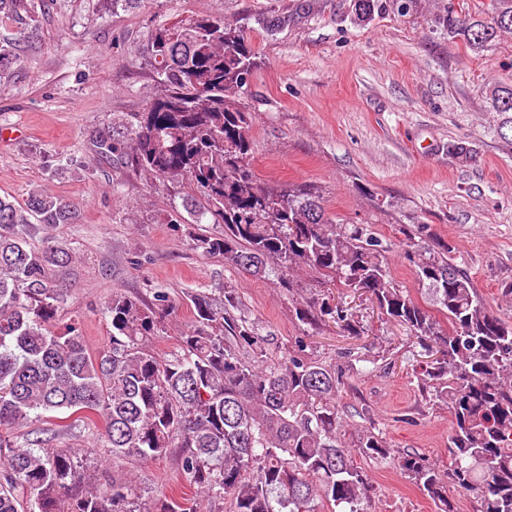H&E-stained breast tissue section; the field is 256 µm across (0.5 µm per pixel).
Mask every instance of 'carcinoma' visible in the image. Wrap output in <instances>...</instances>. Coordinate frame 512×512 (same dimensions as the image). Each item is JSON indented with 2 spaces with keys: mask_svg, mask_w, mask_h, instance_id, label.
I'll return each mask as SVG.
<instances>
[{
  "mask_svg": "<svg viewBox=\"0 0 512 512\" xmlns=\"http://www.w3.org/2000/svg\"><path fill=\"white\" fill-rule=\"evenodd\" d=\"M484 19L466 0H350L346 18L358 26L393 13L430 21L449 40L476 53L512 34V0H490ZM321 0H292L288 14L264 15L268 32L303 24ZM151 58L159 95L127 122L124 135L97 130L95 154L155 179L190 185L171 224L224 225L220 236L196 238L209 256L254 275L300 273L334 283L344 296H364L405 326L429 357L418 376L426 396L448 403L452 415L448 472L408 455L402 469L433 500L448 503V486L473 494L478 512H512V321L491 313L454 262V248L424 247L408 235L404 257L433 306L432 315L391 276L393 244L361 224L328 217L317 189L264 187L252 171V118L245 99L257 50L249 28L202 14L157 28ZM487 90V107L501 116L498 136L512 145V62ZM460 164L476 158L463 142L448 143ZM79 207L45 187L23 205L0 197V512H314L315 502L365 512L373 485L338 436L342 426L336 368L310 359L303 340L276 361L265 359L266 337L239 309L237 296L216 300L187 294L193 320L179 350L159 356L152 342L174 310L156 288L146 304L113 295L103 313L109 345L90 356L75 325L56 329L67 297L62 278L75 252L54 231L79 223ZM43 233L40 244L32 235ZM307 326L322 317L359 336L362 326L345 301H304L295 308ZM63 414L71 425L105 419L103 447L114 457L149 462L170 455L191 495L160 490L141 507V488L105 473L84 483L83 458L95 448L43 447L46 438L17 434ZM357 448L383 455L368 433Z\"/></svg>",
  "mask_w": 512,
  "mask_h": 512,
  "instance_id": "cac0c4a2",
  "label": "carcinoma"
}]
</instances>
